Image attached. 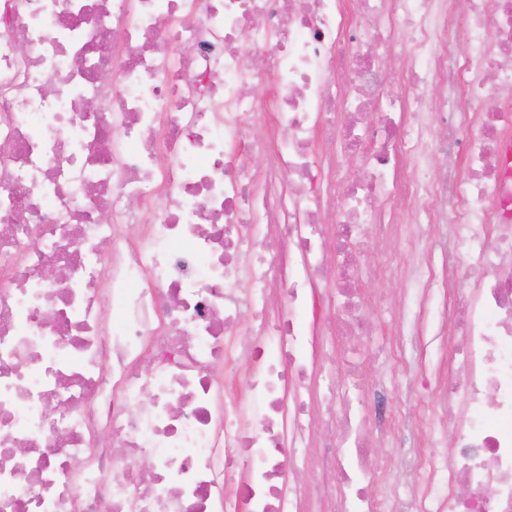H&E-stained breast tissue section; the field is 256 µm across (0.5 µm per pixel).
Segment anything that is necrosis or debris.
Here are the masks:
<instances>
[{"label": "necrosis or debris", "mask_w": 512, "mask_h": 512, "mask_svg": "<svg viewBox=\"0 0 512 512\" xmlns=\"http://www.w3.org/2000/svg\"><path fill=\"white\" fill-rule=\"evenodd\" d=\"M509 57L512 0H0V512H512ZM449 211L474 285L441 281L407 505L368 494L385 410L316 339L369 333L364 272L433 278L366 232Z\"/></svg>", "instance_id": "obj_1"}]
</instances>
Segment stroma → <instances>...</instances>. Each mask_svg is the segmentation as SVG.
Returning <instances> with one entry per match:
<instances>
[{
	"label": "stroma",
	"instance_id": "1",
	"mask_svg": "<svg viewBox=\"0 0 512 512\" xmlns=\"http://www.w3.org/2000/svg\"><path fill=\"white\" fill-rule=\"evenodd\" d=\"M411 233L419 241L414 254L406 252L404 243L399 240L372 235L363 238L360 249L370 256L389 252L402 254L408 266L422 255L438 271L448 263H455L460 287H469L465 249L455 239L450 224H416ZM362 288L367 314L372 321L370 334L347 348L330 338H321L318 360L324 364H337L346 357L357 361L366 389L383 398L390 414L386 426L391 434L385 437L372 433L371 441L377 455L388 461L390 468L383 479L374 481V492L379 497L387 493L406 497L417 489L413 479L414 458L423 437L418 412L431 405L435 375L447 372L451 347L447 337L441 335L435 318H428L419 329L413 320L414 302L399 306L403 281L366 274L362 277Z\"/></svg>",
	"mask_w": 512,
	"mask_h": 512
}]
</instances>
